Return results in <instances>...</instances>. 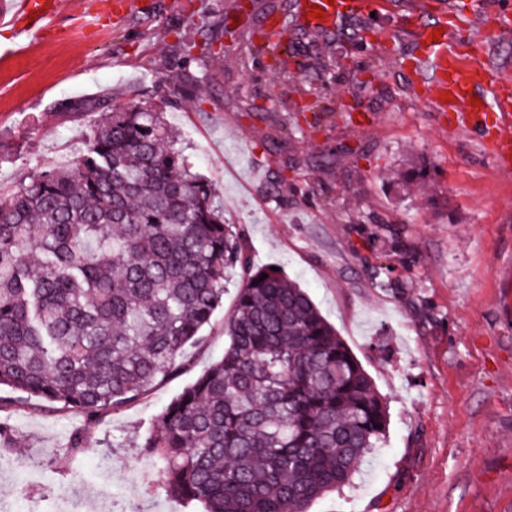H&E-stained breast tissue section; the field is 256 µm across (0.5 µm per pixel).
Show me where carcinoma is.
Listing matches in <instances>:
<instances>
[{
	"label": "carcinoma",
	"instance_id": "cac0c4a2",
	"mask_svg": "<svg viewBox=\"0 0 512 512\" xmlns=\"http://www.w3.org/2000/svg\"><path fill=\"white\" fill-rule=\"evenodd\" d=\"M95 108L75 159L0 196V387L82 417L81 448L192 362L238 278L224 354L142 448L192 512H308L381 447L386 402L299 282L254 268L164 113Z\"/></svg>",
	"mask_w": 512,
	"mask_h": 512
}]
</instances>
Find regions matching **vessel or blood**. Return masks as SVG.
I'll return each instance as SVG.
<instances>
[{
	"mask_svg": "<svg viewBox=\"0 0 512 512\" xmlns=\"http://www.w3.org/2000/svg\"><path fill=\"white\" fill-rule=\"evenodd\" d=\"M314 5L324 16L310 19V26L331 29L349 11L369 10L370 0H302L301 9L306 12ZM59 7L60 0H13L10 16L21 19L18 32L25 40L12 48V55H22L28 45L42 39ZM445 71V78L431 93L432 99L444 111L462 113L465 126L480 132L499 166L511 167L512 136L504 134L502 128L512 121V80L492 74L480 64L463 66L453 57L448 59ZM481 83L489 84L491 93L486 97H474L473 89Z\"/></svg>",
	"mask_w": 512,
	"mask_h": 512,
	"instance_id": "b4317fda",
	"label": "vessel or blood"
}]
</instances>
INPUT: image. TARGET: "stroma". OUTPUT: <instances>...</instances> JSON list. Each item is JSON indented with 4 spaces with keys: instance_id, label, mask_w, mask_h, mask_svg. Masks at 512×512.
<instances>
[{
    "instance_id": "obj_1",
    "label": "stroma",
    "mask_w": 512,
    "mask_h": 512,
    "mask_svg": "<svg viewBox=\"0 0 512 512\" xmlns=\"http://www.w3.org/2000/svg\"><path fill=\"white\" fill-rule=\"evenodd\" d=\"M112 2L63 0L48 36L0 62V193L78 156L95 103L164 111L254 265L308 289L387 403L384 449L310 512H512V170L419 92L437 78L421 32L464 0H376L336 26L340 60L305 95L295 63L317 69L324 45L300 5L138 0L116 20ZM218 21L220 62L184 61L181 45ZM445 52L512 75V36ZM237 288L191 365L105 414L83 448L69 443L82 418L1 389L0 512L60 497L73 512H187L139 445L223 354Z\"/></svg>"
}]
</instances>
